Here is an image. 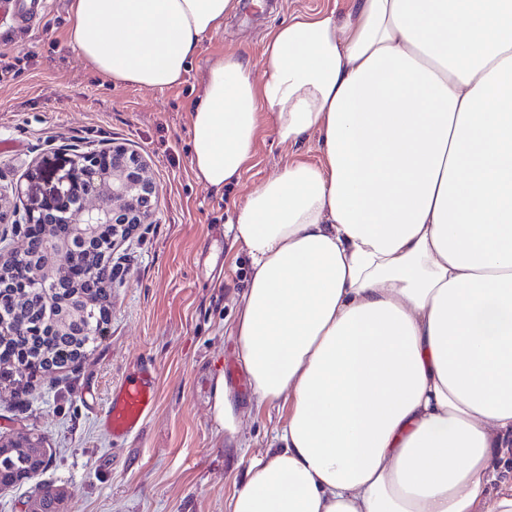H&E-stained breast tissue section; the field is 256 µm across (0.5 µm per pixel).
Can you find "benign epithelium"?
Wrapping results in <instances>:
<instances>
[{"mask_svg":"<svg viewBox=\"0 0 512 512\" xmlns=\"http://www.w3.org/2000/svg\"><path fill=\"white\" fill-rule=\"evenodd\" d=\"M50 182L52 196L48 202L26 199L20 188L15 189L12 198L0 192V223L14 213L22 230L39 227L46 244L42 261L16 288L8 281L7 269L25 259L26 244L22 241L0 247V310L25 297L51 299L56 290L73 280L75 262L91 257L84 248L98 242L108 226L145 224L156 208L148 162L123 145L91 151L72 149L66 166L52 173ZM89 196L97 200L96 205L84 204ZM59 224L69 226L67 235L56 232ZM85 303L90 300L82 295L68 296L57 324L77 328Z\"/></svg>","mask_w":512,"mask_h":512,"instance_id":"obj_1","label":"benign epithelium"}]
</instances>
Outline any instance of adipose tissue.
<instances>
[{"instance_id":"1","label":"adipose tissue","mask_w":512,"mask_h":512,"mask_svg":"<svg viewBox=\"0 0 512 512\" xmlns=\"http://www.w3.org/2000/svg\"><path fill=\"white\" fill-rule=\"evenodd\" d=\"M240 0H71L116 85L183 82ZM261 80L208 60L194 175L316 137L229 223L251 278L233 327L255 408L286 405L227 512H512V0H334L279 25ZM223 381L213 419L239 445Z\"/></svg>"}]
</instances>
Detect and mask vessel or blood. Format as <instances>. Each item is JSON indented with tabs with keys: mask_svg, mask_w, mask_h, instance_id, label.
I'll return each mask as SVG.
<instances>
[{
	"mask_svg": "<svg viewBox=\"0 0 512 512\" xmlns=\"http://www.w3.org/2000/svg\"><path fill=\"white\" fill-rule=\"evenodd\" d=\"M48 0H0V13L13 14L18 25L32 26L47 8ZM158 374L145 366L125 376L113 386L101 417L104 429L113 441H121L140 432L146 418L158 402Z\"/></svg>",
	"mask_w": 512,
	"mask_h": 512,
	"instance_id": "vessel-or-blood-1",
	"label": "vessel or blood"
}]
</instances>
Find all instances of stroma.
Instances as JSON below:
<instances>
[{
    "instance_id": "35a3bbf8",
    "label": "stroma",
    "mask_w": 512,
    "mask_h": 512,
    "mask_svg": "<svg viewBox=\"0 0 512 512\" xmlns=\"http://www.w3.org/2000/svg\"><path fill=\"white\" fill-rule=\"evenodd\" d=\"M333 0H241L208 38L184 81L162 90L111 81L92 71L68 38L70 0H49L38 23L11 29L0 20V188L37 198L33 163L52 171L77 145L126 146L150 165L156 210L112 252L110 318L92 355L76 369L31 382L0 384V438L34 432L49 466L0 495V512H26L39 486L60 494L58 512H225L253 455L268 447L285 410H253L231 327L250 277L246 250L225 231L237 206L290 158H318L315 139L277 142L261 123L255 155L239 182L214 193L194 176L190 112L207 60L234 52L261 78L268 33L296 13ZM159 378L157 408L141 431L112 443L100 426L112 387L143 366ZM239 402L241 445L224 444L213 420L216 379Z\"/></svg>"
}]
</instances>
